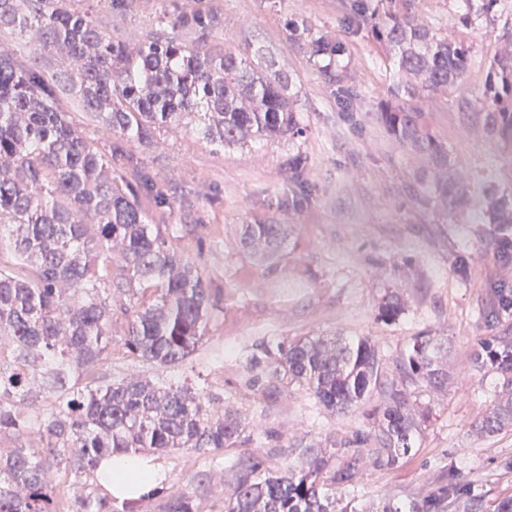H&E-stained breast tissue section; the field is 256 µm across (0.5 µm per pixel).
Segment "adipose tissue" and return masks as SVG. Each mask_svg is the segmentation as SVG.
I'll use <instances>...</instances> for the list:
<instances>
[{
    "mask_svg": "<svg viewBox=\"0 0 512 512\" xmlns=\"http://www.w3.org/2000/svg\"><path fill=\"white\" fill-rule=\"evenodd\" d=\"M97 474L102 487L120 502L150 495L160 487L163 479L148 458L135 453L115 455L101 461Z\"/></svg>",
    "mask_w": 512,
    "mask_h": 512,
    "instance_id": "1",
    "label": "adipose tissue"
}]
</instances>
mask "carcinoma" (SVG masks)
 Returning a JSON list of instances; mask_svg holds the SVG:
<instances>
[{
    "instance_id": "cac0c4a2",
    "label": "carcinoma",
    "mask_w": 512,
    "mask_h": 512,
    "mask_svg": "<svg viewBox=\"0 0 512 512\" xmlns=\"http://www.w3.org/2000/svg\"><path fill=\"white\" fill-rule=\"evenodd\" d=\"M81 0H0V31L24 34L52 48L60 65L51 75L0 50V512H136L100 491L95 470L114 453H209L246 442L245 418L215 407L187 386L146 373L172 367L195 353L216 307L197 266L173 246L163 224H150L131 156L107 158L61 105L79 98L107 133L140 143L162 129L191 134L219 148L246 146L302 133L288 72L261 51L244 56L206 38L188 45L163 35L139 44L114 41L79 7ZM383 0H345L355 21L391 51L394 93L380 119L403 147L431 162L433 194L443 203L456 191L448 150L426 129L413 102L454 87L468 65V48L424 20L383 8ZM205 32L210 16L179 19ZM288 41L304 46L331 85L343 81L336 60L344 42L285 22ZM486 124L512 142V52L491 65L485 89ZM287 237L284 224H248L242 242L268 258ZM401 297L383 299L380 316L403 310ZM124 317L123 336L112 338ZM119 344L143 370L97 375ZM437 338H411L397 372L386 377L367 338L351 342L307 336L277 346L269 362L282 383L307 388L333 415H345L378 391L372 431L326 448L294 443V459L279 467L250 455L234 465L231 493L203 506L211 478L189 480V492L160 500L157 512H336V490L352 486L367 464L395 466L423 432L426 411L414 388L448 387V362ZM475 366L494 378L491 405L475 424L479 435L512 429V331L481 339ZM366 444L373 454L345 453ZM74 481L62 492L46 483L52 462ZM371 512H477L475 499L454 486L407 504L386 499Z\"/></svg>"
}]
</instances>
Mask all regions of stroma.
Masks as SVG:
<instances>
[{"label": "stroma", "instance_id": "obj_1", "mask_svg": "<svg viewBox=\"0 0 512 512\" xmlns=\"http://www.w3.org/2000/svg\"><path fill=\"white\" fill-rule=\"evenodd\" d=\"M409 6L469 48L458 85L419 102L455 171L458 200L449 208L423 182L428 161L396 144L380 123L381 106L393 99L390 52L369 29L348 23L343 0H84L105 33L128 43L156 34L193 42L195 32L174 21L205 10L216 22L209 42L244 55L264 52L298 90L303 132L293 138L218 153L169 131L146 146L113 137L99 144L103 153L117 146L137 160L146 182L139 203L153 223L199 225L198 236L176 244L218 303L192 359L153 369V376L234 405L252 430L245 445L153 454L165 475L161 494L181 490L202 471L212 474L216 494L225 470L244 455L282 466L297 440L328 445L368 430L366 408L332 416L302 387L282 388L265 402L266 353L278 343L366 336L392 374L410 338L428 332L438 336L448 360L447 393L419 392L430 412L411 455L395 468L364 467L343 501L369 512L384 499H419L450 482L479 499L484 512L512 496V430L476 434L490 381L473 362L479 339L512 328V309L498 300L499 290L512 289V267L496 259L498 226L483 207L491 198L512 207V144L489 131L481 100L491 65L512 37V0H497L487 13L467 10L463 0H396L397 11ZM288 18L346 43L344 90L330 86L290 45ZM296 157L303 160L298 170ZM260 220L288 228L279 260L241 244L243 226ZM391 289L406 305L396 319L384 320L379 303Z\"/></svg>", "mask_w": 512, "mask_h": 512}]
</instances>
